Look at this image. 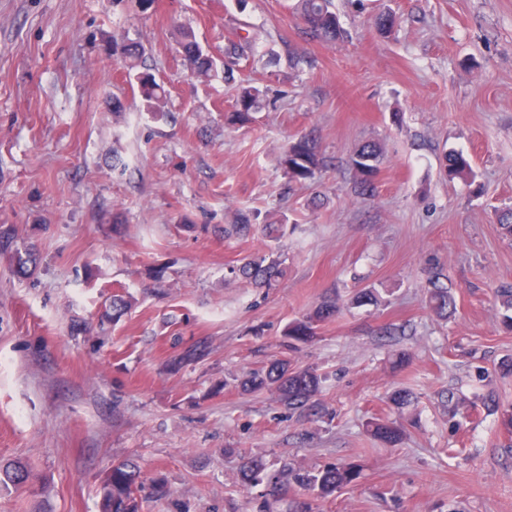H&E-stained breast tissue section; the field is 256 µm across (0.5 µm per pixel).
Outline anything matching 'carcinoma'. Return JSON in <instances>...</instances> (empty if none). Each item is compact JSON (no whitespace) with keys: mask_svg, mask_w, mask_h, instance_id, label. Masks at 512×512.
Returning <instances> with one entry per match:
<instances>
[{"mask_svg":"<svg viewBox=\"0 0 512 512\" xmlns=\"http://www.w3.org/2000/svg\"><path fill=\"white\" fill-rule=\"evenodd\" d=\"M296 9L303 21L301 34L309 41L334 44L348 38V32L341 25L336 12L332 10V0H298ZM176 42L184 66L195 76H205L216 68L215 59L206 53L197 41L192 28L178 25L174 29ZM253 55L252 40L239 37L224 45L223 71L224 82L236 85L234 109L226 120L233 124L246 125L255 122V114L264 104L266 89L251 83L237 82L235 73L240 64L248 62ZM112 57L120 62L129 73L136 77L143 108L157 121L168 118L164 110L165 90L155 77L141 70L143 65V46L136 40H128L112 48ZM384 156L383 147L378 143H365L353 152L350 167L353 171L351 192L356 197H372L377 190V176ZM448 170L452 173L469 176L471 165L461 153L446 157ZM284 173L291 181H307L328 167V160L322 154L316 137L301 135L288 142L280 161ZM259 214L240 211L231 224L224 226L229 235L250 236L261 234L271 242H278L285 235L288 216L282 215L274 220L258 222ZM231 274L255 288L270 289L278 285L284 277L285 269L279 258L274 256V248L265 254L248 256ZM446 275L442 269L432 266L428 270L426 303L429 310L438 318L446 319L456 313L454 295L444 283ZM499 304L502 323L512 329V287L499 288L495 292ZM382 303V296L375 288H355L347 300L333 294L324 296L309 313L288 323L284 336L292 345L308 342L315 334L316 326L334 316L342 308H356ZM130 306L129 296L123 290L112 294L110 311L106 316L117 320ZM327 376L313 367L294 368L290 361L276 358L265 369L247 372L237 378L238 386L244 392L262 389L274 391L281 405L289 413L308 412L318 418L329 415L318 394ZM411 387L394 390L389 400L398 411L408 407L414 401ZM483 407L500 414V426L507 440L504 452L512 455V407L503 409L495 397L487 395ZM372 437L386 446H395L402 440V427L395 421L377 420L368 425ZM242 483L247 490L263 487L262 497L279 499L286 497L291 490L298 488L304 492V498L293 502L290 512H314V502L332 496L337 489L354 483L358 470L349 464L329 463L306 469L301 466L283 464L276 470H269L258 459H248L242 464ZM30 479L28 471L21 466L0 470V484L23 485ZM144 490V483L136 466L129 462L112 465L100 483L101 512H139L138 492Z\"/></svg>","mask_w":512,"mask_h":512,"instance_id":"1","label":"carcinoma"}]
</instances>
